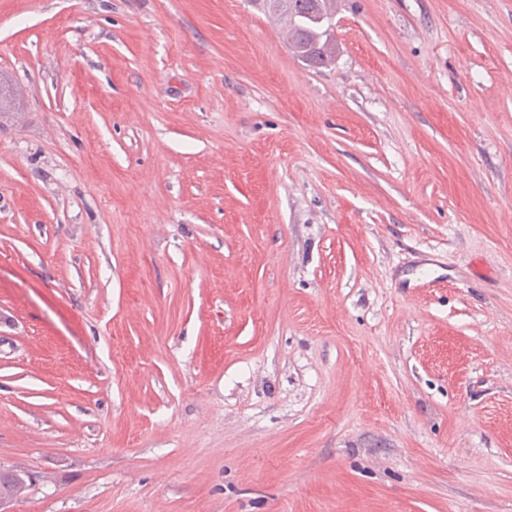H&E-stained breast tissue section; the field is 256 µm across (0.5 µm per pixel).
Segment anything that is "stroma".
I'll use <instances>...</instances> for the list:
<instances>
[{
  "instance_id": "stroma-1",
  "label": "stroma",
  "mask_w": 512,
  "mask_h": 512,
  "mask_svg": "<svg viewBox=\"0 0 512 512\" xmlns=\"http://www.w3.org/2000/svg\"><path fill=\"white\" fill-rule=\"evenodd\" d=\"M334 23L0 0L10 512H512V0ZM277 1V2H274ZM290 0H269V8L274 14L286 17L288 21L287 40L292 53L313 68L330 64L336 53L334 31L325 35V29L318 28L314 20L307 15L302 18V11L288 8ZM32 477L22 470H7L0 473V498L12 500L31 484Z\"/></svg>"
}]
</instances>
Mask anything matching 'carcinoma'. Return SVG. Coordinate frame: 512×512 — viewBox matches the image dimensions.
Returning a JSON list of instances; mask_svg holds the SVG:
<instances>
[{
  "label": "carcinoma",
  "mask_w": 512,
  "mask_h": 512,
  "mask_svg": "<svg viewBox=\"0 0 512 512\" xmlns=\"http://www.w3.org/2000/svg\"><path fill=\"white\" fill-rule=\"evenodd\" d=\"M289 0H268L271 11L288 21L287 40L292 53L313 68L330 64L336 53L335 35L325 34L312 18H303L302 12L288 8ZM317 15L334 18L336 0H305ZM32 477L22 470L0 473V498L12 500L31 484Z\"/></svg>",
  "instance_id": "obj_1"
}]
</instances>
